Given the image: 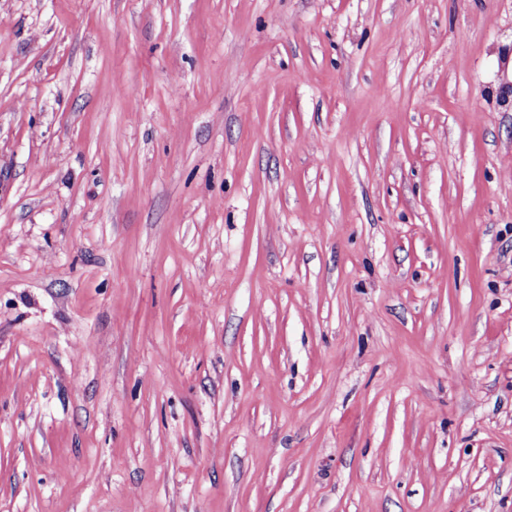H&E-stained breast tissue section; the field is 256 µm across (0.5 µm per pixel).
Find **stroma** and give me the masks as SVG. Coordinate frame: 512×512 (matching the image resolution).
I'll return each instance as SVG.
<instances>
[{
    "instance_id": "1",
    "label": "stroma",
    "mask_w": 512,
    "mask_h": 512,
    "mask_svg": "<svg viewBox=\"0 0 512 512\" xmlns=\"http://www.w3.org/2000/svg\"><path fill=\"white\" fill-rule=\"evenodd\" d=\"M0 512H512V0H0Z\"/></svg>"
}]
</instances>
